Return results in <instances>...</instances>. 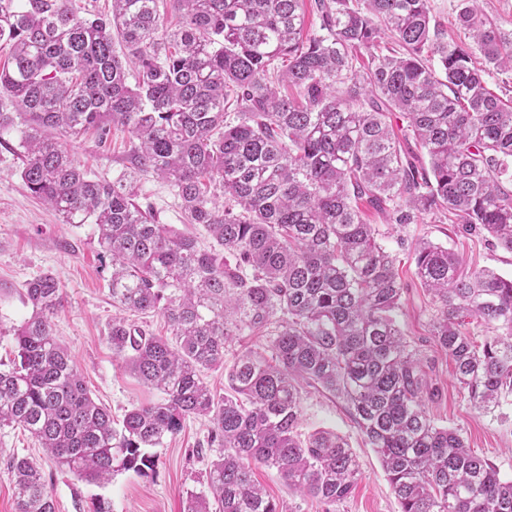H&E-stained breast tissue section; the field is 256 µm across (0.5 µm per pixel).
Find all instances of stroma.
Segmentation results:
<instances>
[{"label":"stroma","instance_id":"35a3bbf8","mask_svg":"<svg viewBox=\"0 0 512 512\" xmlns=\"http://www.w3.org/2000/svg\"><path fill=\"white\" fill-rule=\"evenodd\" d=\"M135 140L125 129L113 130L107 144L86 136L67 142L76 163L91 177L115 180L129 172V151ZM17 136L0 145V361L16 352L14 332L30 316L24 298L26 282L49 272L61 283L63 303L53 318L55 336L75 359L92 398L112 411L115 420L134 407L157 401L158 393L139 382L116 357L107 339L113 317L109 292L111 269L101 257L93 224H67L41 201L33 198L20 177L21 161L14 153ZM138 200L151 206L158 223L207 242L203 225L188 223L169 185L147 178L137 184ZM430 239L463 254L473 268H490L512 277V252L491 246L487 235L464 234L452 224H410L381 236L395 251L399 269L409 285L398 321L416 350L438 394L428 410L438 424L460 430L469 448L489 459L500 474L512 478V406L485 411L473 405L456 384L446 357L429 334L433 314L429 297L413 277V245ZM299 429L307 433L324 428L346 436L361 465V480L335 512H399L377 455L366 446L345 402L306 387L301 392ZM209 423L186 420L182 430L156 449L154 468L142 473L116 474L104 486L78 481L51 461L41 446L19 428L0 430V512H15L13 476L7 460L11 453L33 458L41 467L57 512H92L95 499H104L110 512H184L188 492L206 491V475L216 449L206 447ZM255 479L288 512H324L316 499L289 491L273 469L260 467Z\"/></svg>","mask_w":512,"mask_h":512}]
</instances>
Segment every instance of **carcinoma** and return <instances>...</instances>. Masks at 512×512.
<instances>
[{
	"instance_id": "obj_1",
	"label": "carcinoma",
	"mask_w": 512,
	"mask_h": 512,
	"mask_svg": "<svg viewBox=\"0 0 512 512\" xmlns=\"http://www.w3.org/2000/svg\"><path fill=\"white\" fill-rule=\"evenodd\" d=\"M300 2L173 0L181 21L169 30L158 0H112L109 16L80 15L71 0H0V43L11 49L0 140L18 133L33 196L67 224L96 225L112 303L160 314L178 339L112 319L113 354L162 394L117 423L54 335L59 280L36 275L16 355L0 368V429L22 428L76 479L103 486L153 467L150 449L204 417L220 452L208 494H188L185 512H210L211 499L219 512H282L254 465L331 512L361 468L345 437L299 433L301 382H313L346 401L400 512H512V479L428 413L434 390L397 320L407 284L359 207L399 227L427 216L458 224L512 252V99L486 79L512 72V29L461 0L455 23L480 64L445 39L428 0H317L311 35ZM387 32L396 45L384 50ZM116 125L138 140L132 170L91 178L64 141L91 133L105 143ZM147 176L169 183L209 244L156 223L137 201ZM413 254L435 307L430 335L456 382L475 406L502 407L512 397V278L466 271L462 256L425 239ZM467 317L500 334L476 344ZM272 325L271 357L247 348L224 365L244 330ZM221 366L224 395L202 377ZM9 466L15 512H56L36 462L13 453Z\"/></svg>"
}]
</instances>
